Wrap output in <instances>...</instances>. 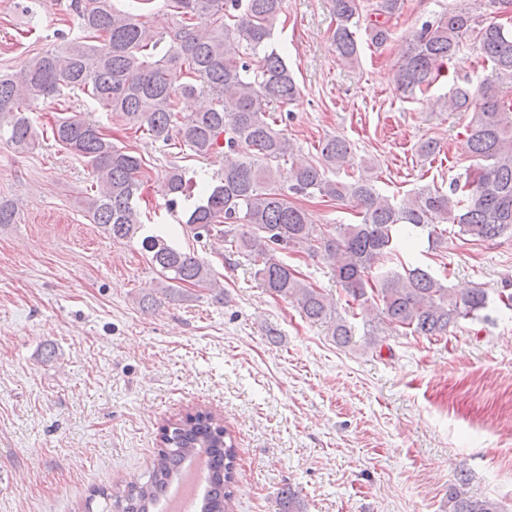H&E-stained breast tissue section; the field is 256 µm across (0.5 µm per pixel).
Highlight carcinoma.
Instances as JSON below:
<instances>
[{
    "mask_svg": "<svg viewBox=\"0 0 512 512\" xmlns=\"http://www.w3.org/2000/svg\"><path fill=\"white\" fill-rule=\"evenodd\" d=\"M403 0H378L367 24L368 40L382 45L391 37L389 18ZM482 16L455 8L448 16L425 21L412 31L397 64L400 91L414 97L429 89L445 65L458 58L464 40L479 43L483 64L490 69L477 92L458 86L448 96L453 112L472 113L466 131L475 168L448 189L425 186L400 199L380 193L373 177L354 182L331 175L351 164L350 144L339 137L321 143L320 161L295 160L293 143L265 105L291 103L299 93L285 58L272 45L283 0H164V21L155 27L136 15L117 11L112 0H70L80 36L40 52L15 72L0 76V141L26 151L38 137L29 116L36 103L78 90L111 112L143 138L186 148L200 158L234 154L237 159L186 193L185 171L170 168L164 177L168 207L189 202L183 232L246 258L255 276L271 294L293 303L313 322L326 325L339 345L351 341V326L335 315L327 297L288 264L290 253L307 252L332 263L336 282L366 318L369 343H376V324L387 322L410 334L442 338L451 327L477 319L490 304L484 288L455 293L420 265H395L413 251L416 230L435 242L447 230L475 241L512 235V27L497 14L512 13V0H476ZM363 0H332L336 56L355 64L360 44L354 28L363 16ZM180 77L182 83H176ZM205 93L209 107L184 115L179 98ZM51 134L63 150L90 168L94 193L83 206L92 223L114 238H141L151 264L159 269L157 292L173 296L185 286L204 287L224 295L211 265L158 235L143 233L140 207L147 166L137 150L112 142L97 121L80 112L63 113ZM289 164L281 173V163ZM351 201L359 222L323 231L311 224L302 197ZM148 481L112 495L120 512H153L183 462L205 449L212 475L200 512H230L237 453L223 420L197 410L171 420ZM468 474L457 473L448 487L450 512H501L498 502L462 496L459 486Z\"/></svg>",
    "mask_w": 512,
    "mask_h": 512,
    "instance_id": "carcinoma-1",
    "label": "carcinoma"
}]
</instances>
